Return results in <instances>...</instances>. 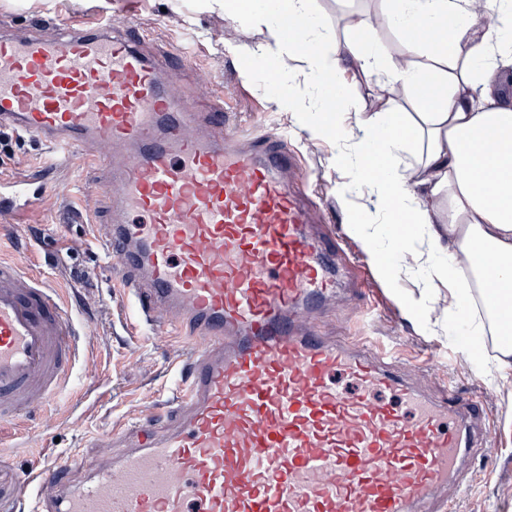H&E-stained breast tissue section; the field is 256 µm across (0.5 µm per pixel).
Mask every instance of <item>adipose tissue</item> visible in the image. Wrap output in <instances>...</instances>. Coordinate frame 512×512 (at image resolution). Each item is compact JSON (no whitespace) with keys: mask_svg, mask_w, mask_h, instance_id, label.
I'll list each match as a JSON object with an SVG mask.
<instances>
[{"mask_svg":"<svg viewBox=\"0 0 512 512\" xmlns=\"http://www.w3.org/2000/svg\"><path fill=\"white\" fill-rule=\"evenodd\" d=\"M235 3L202 0L262 30L248 50L253 68L273 70L272 102L293 112L310 140H345L329 159L341 176L336 193L367 197L346 230L405 314L424 332L442 326L465 350L486 332L511 333L512 97L498 74L512 65V0H378L368 23L351 24L338 42L324 34L312 0ZM381 27L401 39L396 62L377 37ZM352 70L386 94L342 127L336 116ZM300 79L309 89L303 101L293 96ZM400 94L416 111H401ZM406 151L413 159L403 165ZM372 152L381 171L366 163ZM443 197L447 208H437ZM488 252L498 258L490 276ZM477 299L487 320L472 312Z\"/></svg>","mask_w":512,"mask_h":512,"instance_id":"adipose-tissue-1","label":"adipose tissue"}]
</instances>
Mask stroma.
I'll list each match as a JSON object with an SVG mask.
<instances>
[{
  "instance_id": "stroma-1",
  "label": "stroma",
  "mask_w": 512,
  "mask_h": 512,
  "mask_svg": "<svg viewBox=\"0 0 512 512\" xmlns=\"http://www.w3.org/2000/svg\"><path fill=\"white\" fill-rule=\"evenodd\" d=\"M326 33L348 35L346 19L366 16L371 0H315ZM102 13L116 14L152 33L149 52L179 49L182 24L200 36L194 63L174 86L197 106L205 105L214 84L224 87V105L241 124L263 133L295 128L290 113L279 109L264 90L263 77H251L245 50L261 40L258 29L226 18L222 11L205 10L198 0H0V26L27 32L31 20L66 17L86 23ZM182 24H171V17ZM339 140L310 142L299 135L293 142L298 165L287 174L290 186L303 191L315 213V226L328 230L348 248L341 288L329 301L320 321L331 336L361 333L358 312L374 308L375 335L396 344L401 370L426 394H443L454 382L475 394L488 414L479 427L483 449L473 463L480 480L464 499L459 512H512V396L495 389L482 363L498 355L496 337L484 336L481 362L449 359L448 342L439 335L420 334L401 313L392 293L372 274L355 239L345 231V211L336 196L339 173L328 166L340 148ZM45 149L22 139L0 152V175L17 177L37 170ZM87 155H78L62 177V191L46 198L18 220L0 218V257L32 269L56 288L61 302L79 321V359L69 394L21 414L19 424L0 441V512H28L20 492L21 477L38 462L62 453L107 460L109 438L130 416L151 418L173 396L188 343L176 335L135 331L125 322L126 289L114 272L113 259L95 246L83 213L102 210L104 191L84 185L79 174Z\"/></svg>"
}]
</instances>
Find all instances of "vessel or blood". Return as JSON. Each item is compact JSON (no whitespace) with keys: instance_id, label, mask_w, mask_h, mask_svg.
<instances>
[{"instance_id":"1","label":"vessel or blood","mask_w":512,"mask_h":512,"mask_svg":"<svg viewBox=\"0 0 512 512\" xmlns=\"http://www.w3.org/2000/svg\"><path fill=\"white\" fill-rule=\"evenodd\" d=\"M122 18L52 35L0 33V128L46 146L41 174L0 177V217L85 171L109 203L97 221L144 328L190 337V372L167 409L113 434L111 461H58L25 475L31 512H422L474 479L485 409L433 399L371 336L333 340L306 319L334 296L335 239L283 179L287 133L223 125L168 87L191 53L152 55ZM80 331L36 275L0 259V425L66 388ZM85 478L72 483L73 466Z\"/></svg>"}]
</instances>
